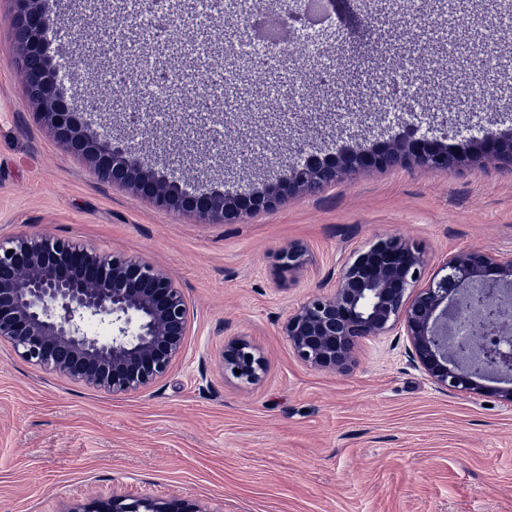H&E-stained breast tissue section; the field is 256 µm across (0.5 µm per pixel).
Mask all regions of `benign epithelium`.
I'll use <instances>...</instances> for the list:
<instances>
[{
    "mask_svg": "<svg viewBox=\"0 0 512 512\" xmlns=\"http://www.w3.org/2000/svg\"><path fill=\"white\" fill-rule=\"evenodd\" d=\"M56 24L44 0H16L15 40L32 61L26 71L28 94L57 139L87 159L101 180L126 186L163 209L236 223L288 194L317 190L356 170L415 162L439 172L449 151L460 164L512 158V139L497 132L446 144L409 128L392 141L360 150L310 151L285 164L282 178L262 190L224 194L203 187L186 193L159 170L131 160L123 144L88 131L57 66L45 60L44 46ZM280 262L294 270L304 264L305 254L291 246L281 252ZM423 275L418 246L399 238L380 240L341 265L331 292L314 294L294 308L282 333L305 365L344 374L360 342L394 332L407 338L412 363L437 387L489 391L511 404L512 255L461 251L425 283ZM87 317L108 323L111 335L87 331ZM188 325L184 293L151 264L49 235L0 240V343L42 369L114 394L135 392L168 372ZM264 368V357L247 341L224 345V372L241 383L257 381ZM491 375L506 386L483 385ZM70 512L202 510L177 498L114 493Z\"/></svg>",
    "mask_w": 512,
    "mask_h": 512,
    "instance_id": "7a95c632",
    "label": "benign epithelium"
}]
</instances>
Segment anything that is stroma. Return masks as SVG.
Segmentation results:
<instances>
[{"label": "stroma", "instance_id": "stroma-1", "mask_svg": "<svg viewBox=\"0 0 512 512\" xmlns=\"http://www.w3.org/2000/svg\"><path fill=\"white\" fill-rule=\"evenodd\" d=\"M448 0H409L405 25L360 23L334 5L322 30L326 52L293 53L276 70V88L235 62L236 101L258 112L224 115L217 101L206 127L171 128L155 111L162 84L143 69H194L193 91L220 94L225 43L243 53L238 10L224 19L185 12V46L148 61L124 49L132 75L122 90L103 80L112 55L102 32L129 33L134 10L90 9L87 0H52L61 20L80 18V35L52 40L57 64L76 60L66 88L84 87L113 107L112 135L131 156L162 167L191 192L205 184L228 193L276 183L282 150L299 142L326 153L398 136L413 127L434 138L512 135V118L475 110L458 89L459 59L434 47L443 74L410 87L403 112H378L388 77H401ZM470 32L488 38L493 58L473 64L512 97V24L497 0H467ZM14 0H0V238L19 234L76 240L165 271L182 289L190 325L181 354L148 387L113 395L33 366L0 343V512H71L93 498L132 493L180 498L205 512H512V404L494 395L437 388L408 357L405 337L361 342L345 374L312 369L292 353L281 326L300 303L327 291L357 250L398 237L419 246L433 276L451 254L512 252V160L469 163L438 173L419 164L357 170L314 192L279 200L235 224L158 208L130 189L98 178L69 151L26 94L24 55L15 44ZM382 41L384 49L350 73L346 86L306 83L304 119L290 104L295 70L348 65L334 46ZM297 246L305 265L279 269ZM249 341L264 357L261 379L243 385L222 369L224 345Z\"/></svg>", "mask_w": 512, "mask_h": 512}]
</instances>
